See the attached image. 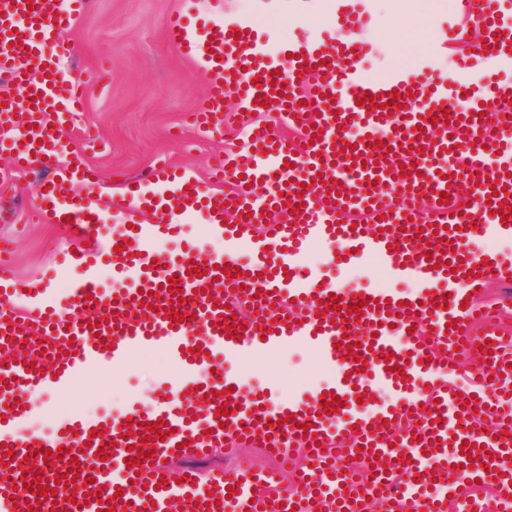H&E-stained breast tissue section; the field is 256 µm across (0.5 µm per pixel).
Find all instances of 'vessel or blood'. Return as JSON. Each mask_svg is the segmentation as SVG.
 <instances>
[{
    "label": "vessel or blood",
    "instance_id": "vessel-or-blood-1",
    "mask_svg": "<svg viewBox=\"0 0 512 512\" xmlns=\"http://www.w3.org/2000/svg\"><path fill=\"white\" fill-rule=\"evenodd\" d=\"M89 0H0V73L18 94L0 95V126L34 119L36 135L0 138L15 169L45 158L55 182L39 192L35 217L53 224L73 219L82 231L99 224L102 201L92 191L97 174L79 157L63 152L69 116L83 106L82 81L61 88L56 65L75 46L65 39ZM448 25L461 39L465 24L485 27L488 42H477L458 61L460 78L436 73L431 60L415 76L399 69L367 77L359 62L370 45L362 31L364 6L337 15L346 39L324 34L308 40L261 39L250 17L190 28L180 16L167 23V39L210 75L203 103L192 123L213 138L224 136V101L239 100L244 144L224 155L209 172V189L193 175L171 170L153 203L155 223L137 221L145 197L130 189L122 208L121 232L104 245L72 253L57 263L77 277L63 299L26 289L12 269V243L0 238V512H19L11 496L24 476L41 470L55 496L43 497L38 512H447L438 493L452 467L475 457L469 479L512 496V401L500 395L474 396L484 416L482 429L472 406L449 383L460 356L491 343L484 354L493 374L512 377V336L490 323L489 307L474 302L479 286L512 279V258L492 242L512 237V0H459ZM263 105H256L258 94ZM393 110H385L390 94ZM375 105L362 104L364 95ZM285 122L299 142L263 127L262 117ZM461 157L458 165L447 155ZM414 165L407 178L401 168ZM322 183H315V176ZM307 191H300V184ZM468 190L473 207L455 197ZM303 199L298 212L289 204ZM430 199L421 211V199ZM278 209L284 226L268 217ZM369 213L367 224L350 225L352 211ZM203 216L206 234L223 248L161 253L160 241L177 236L183 221ZM423 246H416L414 236ZM338 244L343 265L374 262L383 269V288H341L300 263L315 244ZM108 255L115 280L103 288L95 274ZM441 267H434L435 258ZM239 276L220 275L227 265ZM208 266L199 276L195 267ZM182 279V292L166 289ZM399 281L414 282L409 293ZM250 293H243V286ZM366 297L364 314L347 322L346 305ZM338 308H329L330 299ZM408 303L401 314L400 303ZM246 304L236 337L223 321L230 306ZM192 320L170 319L171 311ZM481 324V335L470 333ZM32 337L34 366L14 362L17 335ZM358 343V359L345 358L339 342ZM298 342L332 369L322 386L338 396L339 411L324 414L318 400L296 402L277 387L245 396L225 358L246 359ZM162 351L182 376L180 393L163 387L150 407L132 406L107 421L62 413L49 436L26 434L32 409L22 402L28 387L67 391L87 371L123 366L136 352ZM391 390L379 395L380 386ZM230 412L216 418L218 405ZM295 424H287L288 416ZM167 423L169 435L150 437L149 424ZM312 424V437L302 427ZM262 441L275 455L305 449V462L286 493L255 495L258 485H276V473L247 469H196L170 474L166 458L203 453L226 438ZM64 448L69 457L44 463L46 449ZM359 450L376 460L380 473L358 479L335 463L337 451ZM147 460H138V453ZM134 467H127V460ZM80 465L79 478L56 484L57 475ZM100 493L97 502L89 501Z\"/></svg>",
    "mask_w": 512,
    "mask_h": 512
}]
</instances>
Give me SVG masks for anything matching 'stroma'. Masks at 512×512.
<instances>
[{
    "label": "stroma",
    "instance_id": "1",
    "mask_svg": "<svg viewBox=\"0 0 512 512\" xmlns=\"http://www.w3.org/2000/svg\"><path fill=\"white\" fill-rule=\"evenodd\" d=\"M322 6L323 0H91L90 9L69 33L76 52L62 61L60 73L67 80L86 79L84 109L71 118L68 144L72 154L98 171L96 188L111 206L98 235H111L112 209L124 203L129 179L146 176L163 160L206 180L212 159L244 139L232 96L224 102L223 140H210L187 125L185 115L202 104L208 76L167 43L168 18L186 10L197 24L207 25L248 13L262 34L274 31L297 40L329 30L342 36L343 28L323 14ZM365 7L372 21L363 35L372 50L361 66L378 78L396 68L399 60L412 66L429 53L455 10V0H365ZM50 171V166L41 165L0 183V234L16 238L14 263L22 279L32 287L59 292L65 281L44 280L43 273L58 253L75 248L77 242L65 225L23 220L40 180ZM336 251L333 244L320 246L306 257L305 268L319 270L324 280L347 288L383 286L375 263L341 268L333 261ZM235 369L243 376L246 393L261 392L274 377L283 395L301 401L309 400L329 376L328 369L300 345L256 355ZM175 375L163 353H135L121 369L90 373L65 392L41 393L36 401L39 414L30 420L29 430L50 432L56 414L63 412L112 417L134 403L149 406L155 391ZM244 463L257 471L271 465L260 447L240 445L229 453L216 448L203 457L189 455L170 461L168 467L174 472L184 465L206 471Z\"/></svg>",
    "mask_w": 512,
    "mask_h": 512
}]
</instances>
